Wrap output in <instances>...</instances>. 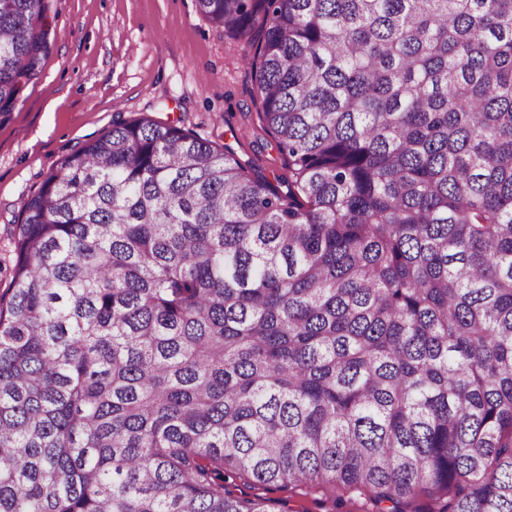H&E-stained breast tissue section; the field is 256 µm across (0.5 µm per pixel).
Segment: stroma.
I'll return each instance as SVG.
<instances>
[{
	"mask_svg": "<svg viewBox=\"0 0 512 512\" xmlns=\"http://www.w3.org/2000/svg\"><path fill=\"white\" fill-rule=\"evenodd\" d=\"M48 47L12 111L0 113V294L9 284L16 227L27 199L61 160L146 113L228 144L266 175L284 161L260 127L243 44L227 40L195 0H45ZM237 497L271 512H322L321 489L263 487L234 475Z\"/></svg>",
	"mask_w": 512,
	"mask_h": 512,
	"instance_id": "35a3bbf8",
	"label": "stroma"
}]
</instances>
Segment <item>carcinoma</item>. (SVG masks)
I'll return each mask as SVG.
<instances>
[{"label": "carcinoma", "mask_w": 512, "mask_h": 512, "mask_svg": "<svg viewBox=\"0 0 512 512\" xmlns=\"http://www.w3.org/2000/svg\"><path fill=\"white\" fill-rule=\"evenodd\" d=\"M287 173L141 114L24 205L0 512H512V0H196ZM44 0H0V112ZM226 490L236 497H262L271 501L272 512H296L301 506L308 507L310 512H325L326 509L316 503L324 499L323 491L313 489H290L288 487H263L255 485L250 479L234 475L226 477Z\"/></svg>", "instance_id": "carcinoma-1"}]
</instances>
